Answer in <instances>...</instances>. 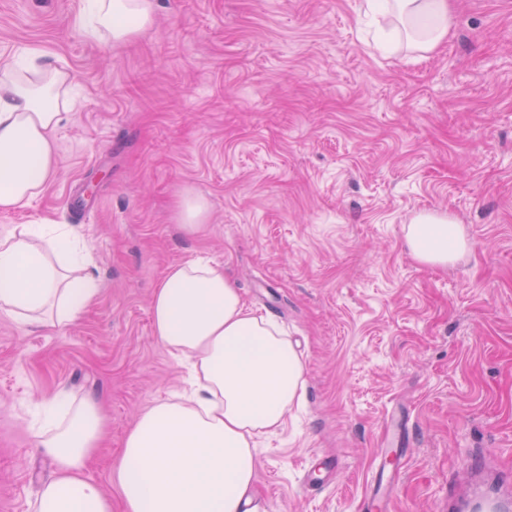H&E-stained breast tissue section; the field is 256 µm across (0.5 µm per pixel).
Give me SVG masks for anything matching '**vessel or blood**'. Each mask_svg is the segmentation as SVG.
<instances>
[{"instance_id": "vessel-or-blood-1", "label": "vessel or blood", "mask_w": 512, "mask_h": 512, "mask_svg": "<svg viewBox=\"0 0 512 512\" xmlns=\"http://www.w3.org/2000/svg\"><path fill=\"white\" fill-rule=\"evenodd\" d=\"M401 473L400 465H380L363 499L365 512H388L390 491ZM458 485L464 496H449L450 512H512V479L500 476L497 464L484 459L480 466L465 465Z\"/></svg>"}]
</instances>
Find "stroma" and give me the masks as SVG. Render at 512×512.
I'll list each match as a JSON object with an SVG mask.
<instances>
[{"mask_svg":"<svg viewBox=\"0 0 512 512\" xmlns=\"http://www.w3.org/2000/svg\"><path fill=\"white\" fill-rule=\"evenodd\" d=\"M153 24L107 46L81 0H0V63L67 73L78 102L58 170L0 231L66 224L100 293L74 324L0 313V512H33L55 471L36 448L58 390L100 401L108 435L87 469L116 494L126 429L178 387L150 302L166 269L223 264L288 332L301 405L262 438L256 512H362L385 418L403 421L393 512H438L471 448L512 472V0H451L431 54H381L364 0H156ZM204 195L203 229L175 209ZM454 217L470 247L415 260L404 227ZM334 457L325 484L306 467Z\"/></svg>","mask_w":512,"mask_h":512,"instance_id":"35a3bbf8","label":"stroma"}]
</instances>
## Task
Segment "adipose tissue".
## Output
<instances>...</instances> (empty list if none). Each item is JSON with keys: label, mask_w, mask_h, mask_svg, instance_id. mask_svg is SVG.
<instances>
[{"label": "adipose tissue", "mask_w": 512, "mask_h": 512, "mask_svg": "<svg viewBox=\"0 0 512 512\" xmlns=\"http://www.w3.org/2000/svg\"><path fill=\"white\" fill-rule=\"evenodd\" d=\"M371 14L393 17L388 53H432L451 27L448 0H366ZM96 38L129 41L153 22L155 0H87ZM70 77L55 68L20 75L0 66V211L28 206L58 167L55 134L65 119ZM419 262L445 265L468 249L462 225L424 212L404 228ZM79 239L59 224L0 232V311L45 328L75 323L100 288ZM154 336L188 370L183 389L142 412L126 431L113 475L123 512H243L259 458L255 439L282 428L300 399L304 367L284 331L243 300L222 264L194 260L169 267L151 304ZM61 419L39 431L54 479L34 512H112V498L86 475L109 427L91 397L65 391L48 401Z\"/></svg>", "instance_id": "1"}]
</instances>
